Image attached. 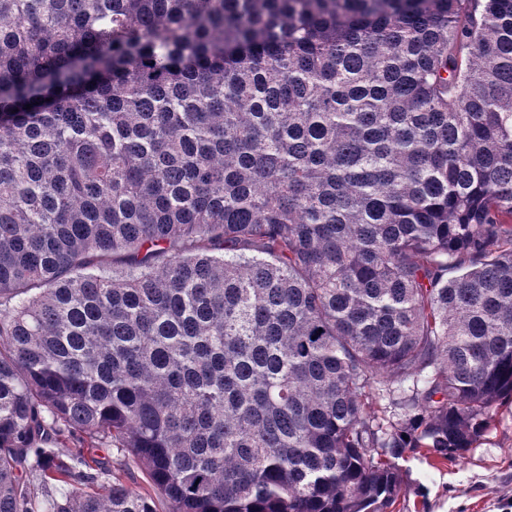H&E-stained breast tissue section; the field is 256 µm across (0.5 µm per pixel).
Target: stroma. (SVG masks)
<instances>
[{"label":"stroma","instance_id":"1","mask_svg":"<svg viewBox=\"0 0 512 512\" xmlns=\"http://www.w3.org/2000/svg\"><path fill=\"white\" fill-rule=\"evenodd\" d=\"M398 466L402 482L387 512H512V404L497 407L462 454L444 459L421 448Z\"/></svg>","mask_w":512,"mask_h":512}]
</instances>
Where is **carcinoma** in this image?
<instances>
[{"label":"carcinoma","mask_w":512,"mask_h":512,"mask_svg":"<svg viewBox=\"0 0 512 512\" xmlns=\"http://www.w3.org/2000/svg\"><path fill=\"white\" fill-rule=\"evenodd\" d=\"M511 401L512 0H0V512H386Z\"/></svg>","instance_id":"obj_1"}]
</instances>
